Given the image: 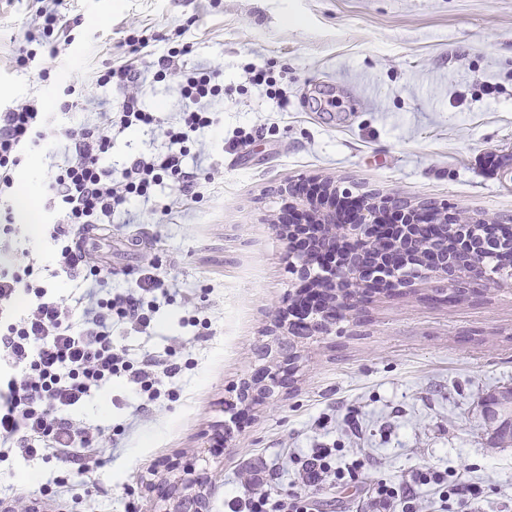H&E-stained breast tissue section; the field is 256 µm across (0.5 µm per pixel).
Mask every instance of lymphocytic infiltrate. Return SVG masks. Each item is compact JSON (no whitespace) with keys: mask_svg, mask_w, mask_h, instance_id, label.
<instances>
[{"mask_svg":"<svg viewBox=\"0 0 512 512\" xmlns=\"http://www.w3.org/2000/svg\"><path fill=\"white\" fill-rule=\"evenodd\" d=\"M56 0H29L34 28L26 36L28 50L19 53L17 68L48 80L61 44L72 42L56 9ZM185 30H174L175 46L156 58H149L145 36L130 30L124 37L125 60L118 65L103 64L97 73L99 87L122 90L124 99L116 112H106L101 122L76 127H51L36 102H25L0 112V197L12 195L24 154L49 147L62 139L67 143L66 159L47 185L42 200L47 233L56 245V261L50 277L66 276L83 280L82 311L73 313L63 297L47 286L33 284V264H0V362L10 372L6 388L0 391V459L16 448L26 457L59 459L70 463L81 475L99 463L100 450L112 440V427H86L71 412L85 398L122 378L144 396L136 408L144 413L162 396L164 380L185 368L174 353L166 357L144 356L128 359L112 340V326L131 324L143 333L150 327L161 303L170 302L159 267L147 263L135 287L123 292L112 289V272L102 268L87 249L86 239L96 225L111 219L134 197L149 202L156 186L171 183L182 204L197 201L203 187L214 182L213 173L185 167L192 147L201 145L218 120L211 104L223 97L224 84L217 70H181L180 56L190 52ZM163 79H179L183 107L176 121L164 123L140 100L146 73ZM162 128L164 140L135 156L122 167L109 165L113 135L131 128ZM27 304L20 317L11 309L19 298ZM301 487L285 493L272 491L262 477V466L251 473V491L231 498L229 512H318L314 493L328 480H356L362 468L354 463L337 467L333 451L320 448L296 460ZM435 484L455 497L462 512L480 497V488L446 484L442 472L430 468L413 469L409 483L379 480L372 498L376 512H417L415 488Z\"/></svg>","mask_w":512,"mask_h":512,"instance_id":"f902f5d3","label":"lymphocytic infiltrate"}]
</instances>
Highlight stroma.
<instances>
[{
  "instance_id": "35a3bbf8",
  "label": "stroma",
  "mask_w": 512,
  "mask_h": 512,
  "mask_svg": "<svg viewBox=\"0 0 512 512\" xmlns=\"http://www.w3.org/2000/svg\"><path fill=\"white\" fill-rule=\"evenodd\" d=\"M60 11L75 40L44 82L13 67L32 13L25 0H0V112L33 100L54 123L97 122L123 100L97 86V71L121 61L132 27L159 53L163 35L187 25L193 48L180 65L223 72L219 124L197 159L214 184L168 216L176 193L162 186L154 207L131 203L93 240L113 287H130L154 260L176 290L150 334L125 324L115 343L134 361L172 347L194 367L173 379L174 399L143 416L133 417L140 398L118 379L74 410L89 424L126 427L100 466L76 476L13 451L0 461V487L41 498L44 512H159L149 486L166 477L164 460L181 456L208 470L212 512H224L244 494L249 463L264 461L286 492L299 486L296 457L332 448L338 464L364 467L356 481L315 491L319 512H373L374 483L408 480L417 467L480 487L475 512H512V446L494 445L483 414L512 386V288L491 282L448 304L432 301L436 280L419 279L374 295L305 345L289 386L248 406L242 422L225 410L261 367L268 330L295 291L272 225L280 185L330 179L356 196L512 217V0H63ZM249 63L271 72L276 93L248 84ZM68 86L78 107L64 115ZM141 101L175 116L177 79L147 80ZM241 131L250 143H237ZM25 248L50 261L43 224L0 237L2 260ZM198 310L212 336L184 325ZM51 476L65 484L41 496Z\"/></svg>"
}]
</instances>
